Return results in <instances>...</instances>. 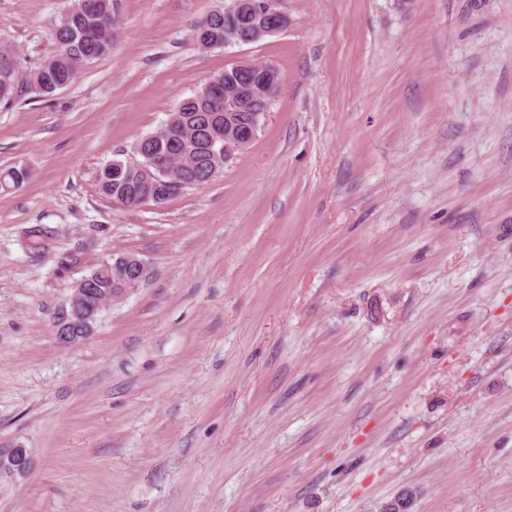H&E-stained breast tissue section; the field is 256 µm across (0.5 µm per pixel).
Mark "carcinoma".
Segmentation results:
<instances>
[{
  "label": "carcinoma",
  "mask_w": 512,
  "mask_h": 512,
  "mask_svg": "<svg viewBox=\"0 0 512 512\" xmlns=\"http://www.w3.org/2000/svg\"><path fill=\"white\" fill-rule=\"evenodd\" d=\"M118 0H98V8L91 13L73 11L68 21H59L54 29L58 44L57 52L34 67L26 65L19 50L11 44L0 43V102H16L35 94L48 97L55 94L53 82L65 81L79 72L83 63L100 59L112 51L117 25ZM229 77L224 84L210 89V94H232L234 88L246 84L248 75L226 69ZM226 111L214 112L209 98L193 95L181 100L168 120L158 128L160 134L147 147L149 154L165 157L173 148L180 150L184 163L172 171V180L185 184V188H198L210 181L207 146L203 130L207 124L224 122V118H237L239 113L230 104ZM23 166L0 170V188L8 190L20 187L28 178ZM101 192L111 199H121L124 207L138 208L143 205H162L175 194L144 171L122 164H107L97 177ZM90 293L101 299L112 295L116 282L105 266L100 265L88 274Z\"/></svg>",
  "instance_id": "cac0c4a2"
}]
</instances>
